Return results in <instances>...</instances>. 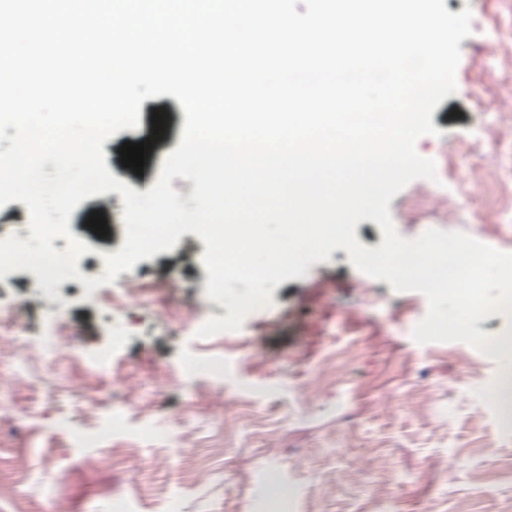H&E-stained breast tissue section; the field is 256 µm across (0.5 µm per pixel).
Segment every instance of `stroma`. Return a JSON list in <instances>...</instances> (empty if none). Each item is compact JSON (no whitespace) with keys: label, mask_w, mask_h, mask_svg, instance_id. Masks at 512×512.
Returning <instances> with one entry per match:
<instances>
[{"label":"stroma","mask_w":512,"mask_h":512,"mask_svg":"<svg viewBox=\"0 0 512 512\" xmlns=\"http://www.w3.org/2000/svg\"><path fill=\"white\" fill-rule=\"evenodd\" d=\"M445 6L471 8L473 33L460 43L456 93L432 114L436 134L416 142L437 178L410 182L389 209L404 238L459 231L512 253V223H501L494 203L512 194V0ZM453 108L461 118L449 117ZM156 109L169 115L159 156L178 147V100L145 99L138 128L103 145L118 180L127 178L119 147L150 136ZM205 250L183 233L172 250L90 293L83 278L103 275L105 264L103 254H85L80 279L56 286L55 309L27 306L45 294L29 271L0 278V305L25 342L47 340L62 321L73 328L68 346H52L21 377L0 335V512H165L172 497L180 512H456L462 503L512 512V399L498 396L512 349L493 359L460 341L417 343L426 297L355 269L341 248L277 285L271 305L236 331L197 337L149 297L113 310L123 285L168 282L199 323L226 316L206 296ZM344 345L354 354L340 384L304 398L302 387ZM102 350L105 365L94 361ZM130 390L133 408L100 442ZM244 399L251 422L200 473L225 408ZM382 485L391 495L380 502Z\"/></svg>","instance_id":"obj_1"}]
</instances>
